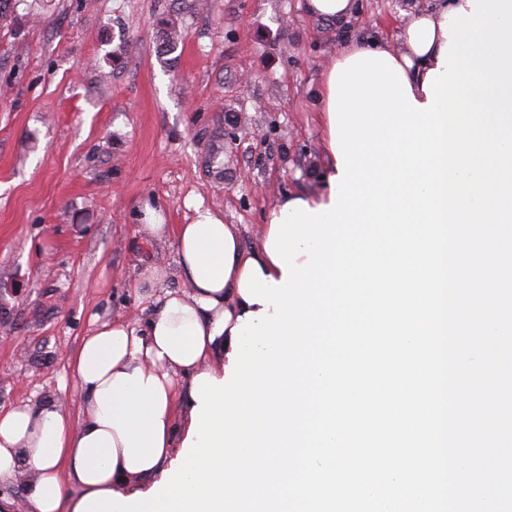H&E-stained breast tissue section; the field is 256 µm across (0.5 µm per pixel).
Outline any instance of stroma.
Instances as JSON below:
<instances>
[{
	"label": "stroma",
	"mask_w": 512,
	"mask_h": 512,
	"mask_svg": "<svg viewBox=\"0 0 512 512\" xmlns=\"http://www.w3.org/2000/svg\"><path fill=\"white\" fill-rule=\"evenodd\" d=\"M438 0H355L336 25L302 0H7L0 12V410L80 394L70 362L95 322L146 320L147 266L182 288L173 242L145 207L185 224L193 205L244 227L280 194L313 192L323 159L314 106L339 50L395 41L404 12ZM185 40L172 64L157 22ZM236 131L224 174L205 168L212 134Z\"/></svg>",
	"instance_id": "35a3bbf8"
}]
</instances>
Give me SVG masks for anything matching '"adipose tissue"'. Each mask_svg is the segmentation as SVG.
<instances>
[{"label":"adipose tissue","instance_id":"obj_1","mask_svg":"<svg viewBox=\"0 0 512 512\" xmlns=\"http://www.w3.org/2000/svg\"><path fill=\"white\" fill-rule=\"evenodd\" d=\"M467 0H443L435 10L409 12L397 48L364 42L337 55L388 52L407 78L419 104L423 83L436 69L446 39L449 11ZM143 218L156 238L173 235L186 289H164L144 329L116 321L84 337L72 360L81 392V419L72 421L62 400L0 412V483L33 473L30 512H76L98 491L131 497L160 481L183 448L197 404V375H216V361L232 351V329L260 304L243 299L239 284L247 261L263 276L283 271L266 251L270 224L246 246L238 225L210 209L195 207L189 223L168 228L153 208Z\"/></svg>","mask_w":512,"mask_h":512}]
</instances>
